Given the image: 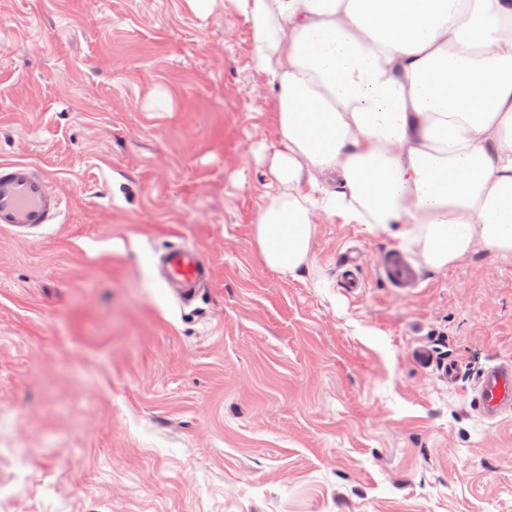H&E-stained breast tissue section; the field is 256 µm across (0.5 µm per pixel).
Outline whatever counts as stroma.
<instances>
[{
	"label": "stroma",
	"mask_w": 512,
	"mask_h": 512,
	"mask_svg": "<svg viewBox=\"0 0 512 512\" xmlns=\"http://www.w3.org/2000/svg\"><path fill=\"white\" fill-rule=\"evenodd\" d=\"M251 55L222 0H0V160L67 200L54 230H0V512H512V413L471 405L512 362V255L401 295L377 275L400 240L319 212L308 271L264 266ZM181 241L214 272L189 306L157 272ZM363 264V257L356 249L352 248L346 253L337 270V279L342 288H346L350 292L363 288Z\"/></svg>",
	"instance_id": "stroma-1"
}]
</instances>
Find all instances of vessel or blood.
I'll use <instances>...</instances> for the list:
<instances>
[{
  "mask_svg": "<svg viewBox=\"0 0 512 512\" xmlns=\"http://www.w3.org/2000/svg\"><path fill=\"white\" fill-rule=\"evenodd\" d=\"M64 205V195L43 167L24 160L0 161V228L19 235L47 228L59 223ZM161 261L162 280L173 288L180 303L195 300L200 289L212 281L211 265L194 246L182 242L172 245L163 251ZM362 270V255L349 250L337 270L341 287L352 292L362 288ZM377 273L400 293L411 292L422 282L421 270L397 249L383 254ZM471 403L490 420L512 412V364L500 363L484 370Z\"/></svg>",
  "mask_w": 512,
  "mask_h": 512,
  "instance_id": "b4317fda",
  "label": "vessel or blood"
}]
</instances>
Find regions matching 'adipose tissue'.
Segmentation results:
<instances>
[{"label":"adipose tissue","instance_id":"obj_1","mask_svg":"<svg viewBox=\"0 0 512 512\" xmlns=\"http://www.w3.org/2000/svg\"><path fill=\"white\" fill-rule=\"evenodd\" d=\"M275 91L264 265L311 262L314 212L440 270L512 253V0H226Z\"/></svg>","mask_w":512,"mask_h":512}]
</instances>
